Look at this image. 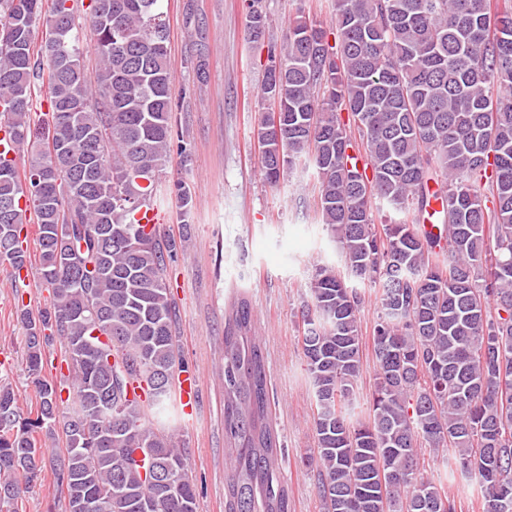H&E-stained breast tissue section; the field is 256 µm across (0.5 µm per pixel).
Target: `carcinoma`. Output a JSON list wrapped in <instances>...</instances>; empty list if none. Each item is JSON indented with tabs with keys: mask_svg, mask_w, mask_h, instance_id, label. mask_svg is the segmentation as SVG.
Returning <instances> with one entry per match:
<instances>
[{
	"mask_svg": "<svg viewBox=\"0 0 512 512\" xmlns=\"http://www.w3.org/2000/svg\"><path fill=\"white\" fill-rule=\"evenodd\" d=\"M44 2L0 0V225H12L15 241L0 266L12 288L27 287L20 236L31 213L52 291L38 313L18 309L40 404L30 419L0 384V498L18 512L39 480L41 429L65 438L72 467L59 458L53 467L68 512L77 497L97 501V512H197L167 433L180 362L164 272L176 242L137 218L174 149L160 0H90L82 11L78 0ZM244 6L257 41L262 0ZM332 30L331 44L300 16L282 43H268L257 133L267 181L313 162L322 224L343 261L317 269L302 312L323 512H458L420 468L422 447L452 451L476 477L484 512H501L512 506V0H334ZM12 148L28 154L21 169ZM377 202L401 219L376 225ZM353 280L377 288L379 308L362 414L364 295ZM56 341L70 407L42 377ZM135 378L154 422L128 397ZM223 380L224 512H288L266 358L245 298L224 311Z\"/></svg>",
	"mask_w": 512,
	"mask_h": 512,
	"instance_id": "1",
	"label": "carcinoma"
}]
</instances>
